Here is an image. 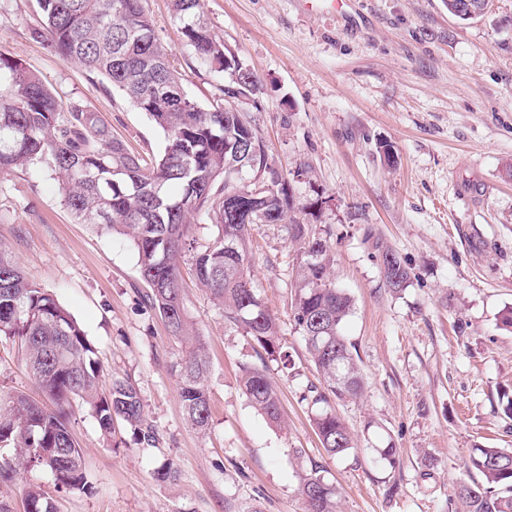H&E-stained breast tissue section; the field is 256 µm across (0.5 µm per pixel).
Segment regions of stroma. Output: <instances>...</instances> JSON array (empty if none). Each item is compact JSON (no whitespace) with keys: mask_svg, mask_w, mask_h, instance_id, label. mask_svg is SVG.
<instances>
[{"mask_svg":"<svg viewBox=\"0 0 512 512\" xmlns=\"http://www.w3.org/2000/svg\"><path fill=\"white\" fill-rule=\"evenodd\" d=\"M346 18L315 0H200L212 30L255 75L244 100L280 172L311 203L330 251L331 281L353 308L342 333L364 376L355 399H329L355 446L326 454L312 424L320 375L290 310L297 247L278 224L254 225L253 282L280 324L288 364L261 361L257 346L200 287L191 258L183 297L210 358L211 420H185L179 396L182 344L149 304L126 236L79 223L50 164L0 175V244L25 275L52 293L97 348L100 380L129 378L159 440L144 446L116 423L103 436L89 407L71 427L87 485L70 489L23 465L0 496L23 512L39 487L56 512H303L294 449L320 461L340 492V512H460V485L476 447L512 448V0L461 21L444 0H350ZM158 41L181 63L184 87L208 104L218 75L195 59L169 0H146ZM37 0H0V55L36 72L63 101L95 112L143 158L164 150L163 132L127 98L33 33ZM394 145L388 168L376 145ZM393 249L411 283L391 292L379 250ZM244 363L265 364L284 422L247 402ZM38 397L21 352L0 342V394ZM395 446L396 464L378 451ZM174 482L155 478L162 464Z\"/></svg>","mask_w":512,"mask_h":512,"instance_id":"obj_1","label":"stroma"}]
</instances>
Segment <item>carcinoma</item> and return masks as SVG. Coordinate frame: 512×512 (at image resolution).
Instances as JSON below:
<instances>
[{
	"mask_svg": "<svg viewBox=\"0 0 512 512\" xmlns=\"http://www.w3.org/2000/svg\"><path fill=\"white\" fill-rule=\"evenodd\" d=\"M173 22L197 61L222 76L220 95L203 106L185 90L175 60L158 43L155 22L145 0H38L40 37L63 60L104 76L112 89L147 113L163 131L166 146L151 165L112 138L98 113L66 103L20 61L0 55V174L49 156L60 178L65 204L75 217L106 232L130 236L137 252L149 302L173 336L189 345L180 363V397L188 423L204 431L211 409L207 386L209 361L192 334L183 300L180 259L189 251L188 216L204 214L217 229L213 242L194 255L199 283L267 357L288 362L274 316L252 284L251 229L237 210L224 209V195H244L255 188L227 170L241 165L248 179L273 159L259 131L233 104L256 92L244 66L224 68L235 58L200 12V0H170ZM448 12L462 21L469 11L482 17L493 0H445ZM283 203V227L301 244L298 287L291 300L295 328L337 399L356 397L363 375L341 325L351 297L328 278L326 240L306 222L310 204L277 173L271 204ZM383 280L392 292L407 288L411 273L390 248L380 254ZM0 337L19 345L26 366L50 402L46 406L23 394L0 405V482H9L17 461L41 466L55 481L75 488L85 484V462L71 428L69 408L87 404L103 434L115 423L129 425L148 446L156 429L143 417L139 389L128 380L100 388L96 347L73 315L47 291L28 282L16 261L0 248ZM240 386L249 404L269 422L281 424L280 402L266 371L241 368ZM322 448L342 456L353 448L348 427L333 410L313 418ZM306 464L298 492L304 512H338L336 485L324 467L294 449ZM468 466L482 483L459 488L464 512H512V449L477 447ZM24 512H54L37 488L25 494Z\"/></svg>",
	"mask_w": 512,
	"mask_h": 512,
	"instance_id": "obj_1",
	"label": "carcinoma"
}]
</instances>
